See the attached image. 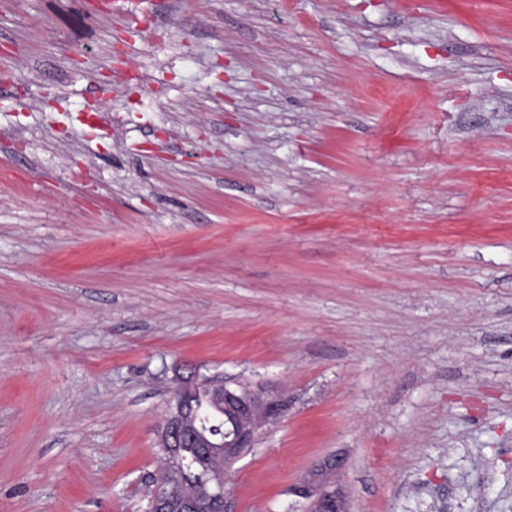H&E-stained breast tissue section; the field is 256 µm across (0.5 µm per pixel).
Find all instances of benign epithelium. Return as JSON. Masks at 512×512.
I'll return each mask as SVG.
<instances>
[{
    "label": "benign epithelium",
    "instance_id": "7a95c632",
    "mask_svg": "<svg viewBox=\"0 0 512 512\" xmlns=\"http://www.w3.org/2000/svg\"><path fill=\"white\" fill-rule=\"evenodd\" d=\"M207 390L212 405L224 411V432L213 434L199 424V416L191 402L197 388ZM288 400L268 394L262 389L224 384L222 378H208L193 370L177 377L169 412L159 435L167 464L182 461L185 448H199L214 467L229 465L246 449L253 447L261 429L283 417ZM342 462L329 459L312 470L295 488L294 493L312 505V512H349L347 497L333 476ZM152 512H235L231 492L221 476L202 480L189 496L176 495L167 487L154 490Z\"/></svg>",
    "mask_w": 512,
    "mask_h": 512
}]
</instances>
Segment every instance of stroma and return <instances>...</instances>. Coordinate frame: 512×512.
<instances>
[{"instance_id": "stroma-1", "label": "stroma", "mask_w": 512, "mask_h": 512, "mask_svg": "<svg viewBox=\"0 0 512 512\" xmlns=\"http://www.w3.org/2000/svg\"><path fill=\"white\" fill-rule=\"evenodd\" d=\"M1 75L0 512H145L188 365L291 400L238 512H512V0H0ZM341 467L339 459H328L312 470L294 493L309 501L313 512H349L347 497L333 480L335 472Z\"/></svg>"}]
</instances>
